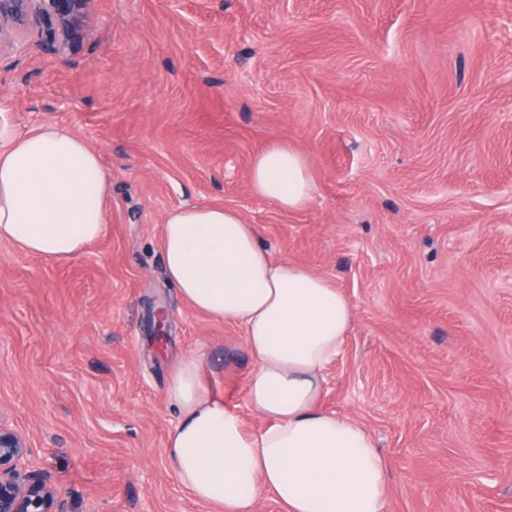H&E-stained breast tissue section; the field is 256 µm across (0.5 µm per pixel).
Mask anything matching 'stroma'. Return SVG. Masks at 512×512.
Segmentation results:
<instances>
[{
    "mask_svg": "<svg viewBox=\"0 0 512 512\" xmlns=\"http://www.w3.org/2000/svg\"><path fill=\"white\" fill-rule=\"evenodd\" d=\"M83 25L67 58L30 36L0 58L19 130L65 126L112 174L79 256L0 242V411L67 512H216L165 448L192 353L264 426L241 329L166 276L163 216L192 203L237 208L352 302L322 406L373 435L386 512H512V0H95ZM273 143L307 158L303 210L250 189Z\"/></svg>",
    "mask_w": 512,
    "mask_h": 512,
    "instance_id": "1",
    "label": "stroma"
}]
</instances>
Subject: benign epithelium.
<instances>
[{
	"mask_svg": "<svg viewBox=\"0 0 512 512\" xmlns=\"http://www.w3.org/2000/svg\"><path fill=\"white\" fill-rule=\"evenodd\" d=\"M94 0H0V54L14 46L13 31L41 26L40 51L63 57L86 36L83 19ZM31 453L25 436L0 417V512H64L48 477L26 469Z\"/></svg>",
	"mask_w": 512,
	"mask_h": 512,
	"instance_id": "1",
	"label": "benign epithelium"
}]
</instances>
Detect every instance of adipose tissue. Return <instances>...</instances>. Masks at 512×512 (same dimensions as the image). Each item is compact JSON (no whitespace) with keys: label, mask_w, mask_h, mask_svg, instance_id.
<instances>
[{"label":"adipose tissue","mask_w":512,"mask_h":512,"mask_svg":"<svg viewBox=\"0 0 512 512\" xmlns=\"http://www.w3.org/2000/svg\"><path fill=\"white\" fill-rule=\"evenodd\" d=\"M253 192L294 212L313 195L305 155L272 144L252 160ZM110 179L99 154L67 127L20 132L0 100V242L41 258L80 255L108 230ZM166 273L182 300L243 328L255 365L246 388L264 420L248 430L206 379V357H185L166 400L179 415L166 450L180 483L217 512H258L268 493L283 512H383L388 463L350 415L324 411L325 371L354 319L323 275L272 260L255 228L223 205H183L162 224Z\"/></svg>","instance_id":"obj_1"}]
</instances>
